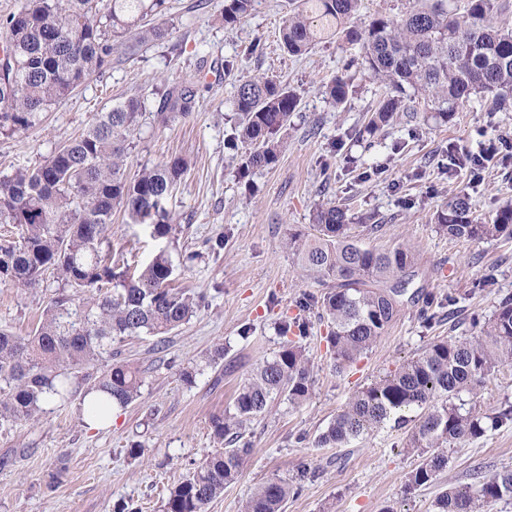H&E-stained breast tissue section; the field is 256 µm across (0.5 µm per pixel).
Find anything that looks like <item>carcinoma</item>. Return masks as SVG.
I'll use <instances>...</instances> for the list:
<instances>
[{
    "label": "carcinoma",
    "instance_id": "1",
    "mask_svg": "<svg viewBox=\"0 0 512 512\" xmlns=\"http://www.w3.org/2000/svg\"><path fill=\"white\" fill-rule=\"evenodd\" d=\"M254 0H224V25L235 26ZM361 0H302V10L282 29L288 53L302 55L325 38L359 48L356 64L390 87L371 113L365 131L389 124L423 97L435 117L477 97L492 96L504 107L512 100V24L499 17L508 0H407L396 16L364 20ZM165 0H26L3 21L6 31L0 71V133L13 135L71 95L106 68L114 43L136 50L162 31L143 28L162 12ZM350 78L326 86L332 103H344ZM194 85L163 91L154 120L166 126L196 111ZM299 106L297 92L272 78H242L236 86L234 133L227 140L249 147L240 177L275 163L282 133ZM145 102L130 97L98 114L95 122L56 148L43 163L0 176V224L13 240L0 245V284L40 285L47 274L62 289L25 336L0 331V429L39 416L44 406L66 405L77 379L88 382L83 396L99 419L109 404L125 407L141 395L138 369L118 359L114 344L146 333L163 336L190 320L204 297L172 287L174 266L161 249L134 271L112 258V216L121 212L144 224L156 240L173 238L166 202L188 170L174 156L132 177L124 166ZM347 209L328 203L316 209L312 232H295L288 249L305 275L325 288L314 307L330 322L328 348L341 368L379 341L398 313L399 297L410 284L415 254L403 246L379 251L361 244ZM451 238L492 240L512 237V203L490 222L473 215L469 198L448 199L434 217ZM278 352L259 364L238 390L232 410L212 418L214 439L236 443L207 454L186 478L168 490L162 512H204L240 472L250 443L238 427L262 412L276 396L300 405L310 396V365L299 339L306 323L283 317ZM512 362V298L500 302L472 338L433 341L416 358L356 391L319 436V444L342 448L388 421L413 423L403 448L422 458L407 487L432 482L448 465V449L512 418V412L484 410L477 395L486 376ZM100 368L93 376L88 368ZM297 488L271 478L247 498L242 512H283ZM512 500V468L480 476L461 489L441 492L433 512H478L484 503Z\"/></svg>",
    "mask_w": 512,
    "mask_h": 512
}]
</instances>
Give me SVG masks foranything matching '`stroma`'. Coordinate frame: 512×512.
Returning a JSON list of instances; mask_svg holds the SVG:
<instances>
[{
	"instance_id": "1",
	"label": "stroma",
	"mask_w": 512,
	"mask_h": 512,
	"mask_svg": "<svg viewBox=\"0 0 512 512\" xmlns=\"http://www.w3.org/2000/svg\"><path fill=\"white\" fill-rule=\"evenodd\" d=\"M223 9L224 0H167L165 16L147 20L167 28L164 39L145 43L132 57L116 47L103 73L41 113L33 126L0 136L3 176L42 163L99 112L132 96L144 100L125 173L175 155L188 160L167 204L178 226L169 252L175 287L204 297L201 311L165 337L143 334L121 344L122 360L140 368L145 382L135 402L114 408L110 423L95 427L77 404L50 403L37 418L0 430V512H114L121 502L160 512L167 489L214 450L212 417L231 408L237 388L279 350L285 314H305L310 324L302 345L311 396L298 406L275 398L243 422L251 452L237 480L205 512H241L254 489L273 477L299 488L284 512H432L439 493L472 483L475 468L512 467V420L449 449L437 479L412 491L407 478L421 459L403 450L405 429L389 423L343 448L318 443L357 389L434 340L477 335L499 302L512 296V239L456 240L434 224L436 210L457 194H466L485 222L512 202V152L487 161L476 183L468 169L449 165L456 149L475 152L489 140L512 139V108L474 101L442 122L420 99L415 115L367 134L369 111L384 89L349 66L357 48L325 39L304 56L288 54L279 31L289 0H254L247 20L233 27L224 26ZM227 60L233 69L221 71ZM342 73L350 76L352 91L337 106L321 86ZM244 77L279 80L299 94L301 105L277 161L243 178L242 152L227 139L235 87ZM187 80L199 86L196 112L158 126L162 89ZM330 202L378 224V231L360 233L362 245L409 246L416 257L396 319L372 350L342 370L327 350L326 321L296 305L321 288L300 277L288 250L290 234L310 231L314 209ZM111 242L114 256L131 264L148 260L159 246L145 225L120 214L112 218ZM57 287L51 278L29 289L0 285V329L27 335ZM428 294L434 299L429 307L423 303ZM425 308L432 321L424 320ZM219 346L223 360L209 362ZM187 371L192 381H184ZM135 441L144 450L138 460L127 454Z\"/></svg>"
}]
</instances>
